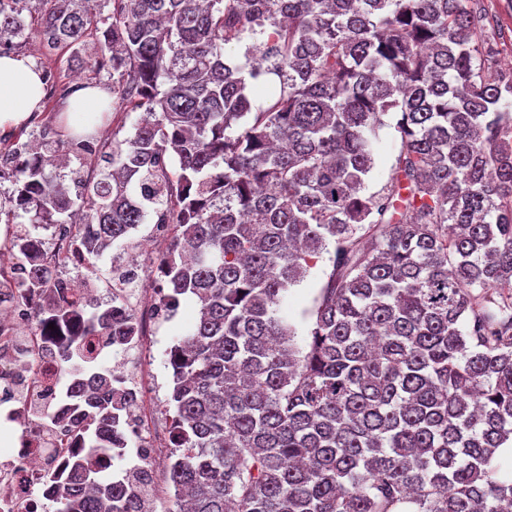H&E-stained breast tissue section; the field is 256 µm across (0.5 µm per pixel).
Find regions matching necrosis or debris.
Returning a JSON list of instances; mask_svg holds the SVG:
<instances>
[{"label": "necrosis or debris", "instance_id": "4bbe7bcc", "mask_svg": "<svg viewBox=\"0 0 512 512\" xmlns=\"http://www.w3.org/2000/svg\"><path fill=\"white\" fill-rule=\"evenodd\" d=\"M14 236L13 225L0 230V281L11 285L0 298V403L8 407L0 419V512H48L53 483L68 480L79 465L97 469L103 463L74 431L84 409L75 397L71 365L60 358L88 319L85 307L101 294L74 278L73 269L81 265L76 246L63 231H54L57 246L42 245L38 256L53 280L70 284L83 312L52 329L41 324V289L17 285L21 262L10 250ZM157 264L146 240L133 239L123 262L112 270L111 304L125 309L134 332L126 338L103 332L85 339L88 362L104 365L126 396L124 424L112 434V456L123 462L125 472L150 476L152 484L144 489L148 496L154 495L166 467L160 449L170 430L168 417L158 411L162 385L148 363L172 310L157 290L132 285L129 276Z\"/></svg>", "mask_w": 512, "mask_h": 512}]
</instances>
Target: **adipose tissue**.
Here are the masks:
<instances>
[{"instance_id": "ef3b65f1", "label": "adipose tissue", "mask_w": 512, "mask_h": 512, "mask_svg": "<svg viewBox=\"0 0 512 512\" xmlns=\"http://www.w3.org/2000/svg\"><path fill=\"white\" fill-rule=\"evenodd\" d=\"M42 80L34 63L26 57L0 55V130L22 126L40 104ZM104 92L96 87H81L68 101L66 114L75 133L88 132Z\"/></svg>"}]
</instances>
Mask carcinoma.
<instances>
[{
    "label": "carcinoma",
    "instance_id": "obj_1",
    "mask_svg": "<svg viewBox=\"0 0 512 512\" xmlns=\"http://www.w3.org/2000/svg\"><path fill=\"white\" fill-rule=\"evenodd\" d=\"M0 0V55L36 27L44 61L93 52L132 137L93 153L44 128L0 151L21 288L68 319L65 285L26 261L39 230L71 228L84 280L144 223L171 226L167 301L192 295L189 359L167 400L179 455L166 512H512V75L486 72L468 0ZM251 65L226 47L245 35ZM396 116L390 180L365 194L373 138ZM96 164L77 182L58 161ZM328 256L309 349L278 315L288 288ZM90 328L127 336L119 309ZM95 385L89 447L120 423L124 394ZM49 512H153L131 479L86 472Z\"/></svg>",
    "mask_w": 512,
    "mask_h": 512
}]
</instances>
